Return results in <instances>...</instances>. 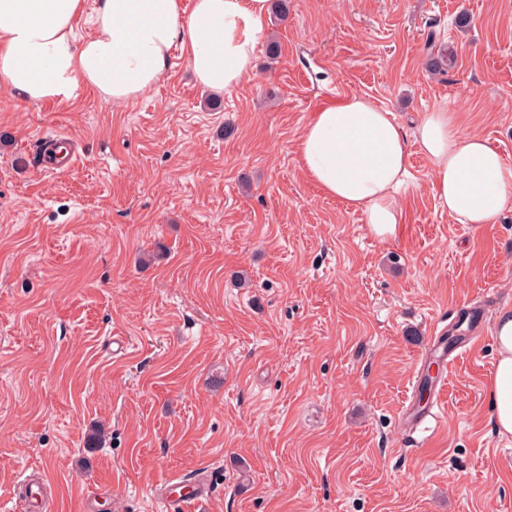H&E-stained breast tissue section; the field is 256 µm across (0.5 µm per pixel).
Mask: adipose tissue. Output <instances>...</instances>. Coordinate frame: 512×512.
Instances as JSON below:
<instances>
[{
  "mask_svg": "<svg viewBox=\"0 0 512 512\" xmlns=\"http://www.w3.org/2000/svg\"><path fill=\"white\" fill-rule=\"evenodd\" d=\"M84 0H0V87L41 103L94 88L113 103L139 97L181 51L202 86L232 91L249 78L267 33L269 0H100L93 34L76 42ZM429 159L435 197L459 224H493L512 205V167L487 139L463 134L454 113L424 112L405 135L390 112L348 94L314 112L297 150L308 179L361 213L380 239L404 222L410 148ZM496 366L488 387L491 424L512 436V309L496 322Z\"/></svg>",
  "mask_w": 512,
  "mask_h": 512,
  "instance_id": "adipose-tissue-1",
  "label": "adipose tissue"
}]
</instances>
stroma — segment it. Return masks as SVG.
<instances>
[{
  "mask_svg": "<svg viewBox=\"0 0 512 512\" xmlns=\"http://www.w3.org/2000/svg\"><path fill=\"white\" fill-rule=\"evenodd\" d=\"M456 66H425L428 34ZM232 92L173 52L122 104L0 90V512L46 479L54 512H512V438L489 421L486 335L448 376L422 446L427 338L453 309L512 307V207L455 223L409 159L380 240L305 176L313 112L357 93L411 128L448 107L512 164V0H288ZM65 136L70 168L45 171ZM438 384L439 387L436 393L433 395L432 405L429 406L426 411L423 413L414 414L412 417L409 411L405 413L406 424L409 431L412 433L418 430L423 432H430L428 436L424 437L421 441L418 442L417 446L419 444H425L430 440V438L435 433L437 425L441 422L442 416L444 415V413L441 414L438 412L441 404L439 400L440 392L447 386L446 376L443 373L438 378ZM181 482H172L162 489V495L168 503L172 512H182L187 510H202L203 504L206 502L207 490L203 482H199L194 486L193 490L183 492V488L177 485ZM180 489L179 492L177 490Z\"/></svg>",
  "mask_w": 512,
  "mask_h": 512,
  "instance_id": "1",
  "label": "stroma"
}]
</instances>
